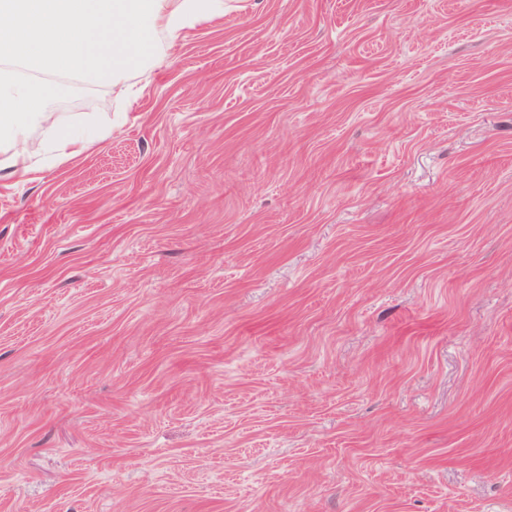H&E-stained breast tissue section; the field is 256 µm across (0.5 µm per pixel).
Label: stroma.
<instances>
[{"mask_svg": "<svg viewBox=\"0 0 512 512\" xmlns=\"http://www.w3.org/2000/svg\"><path fill=\"white\" fill-rule=\"evenodd\" d=\"M56 106L92 144L0 179V512H512V0H224Z\"/></svg>", "mask_w": 512, "mask_h": 512, "instance_id": "stroma-1", "label": "stroma"}]
</instances>
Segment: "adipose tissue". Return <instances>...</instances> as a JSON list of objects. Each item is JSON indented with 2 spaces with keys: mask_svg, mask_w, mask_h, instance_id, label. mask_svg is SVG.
<instances>
[{
  "mask_svg": "<svg viewBox=\"0 0 512 512\" xmlns=\"http://www.w3.org/2000/svg\"><path fill=\"white\" fill-rule=\"evenodd\" d=\"M223 15L224 0H0V172L25 183L44 157L64 162L88 148L50 106L71 80L138 99L133 77L159 68L188 29Z\"/></svg>",
  "mask_w": 512,
  "mask_h": 512,
  "instance_id": "ef3b65f1",
  "label": "adipose tissue"
}]
</instances>
